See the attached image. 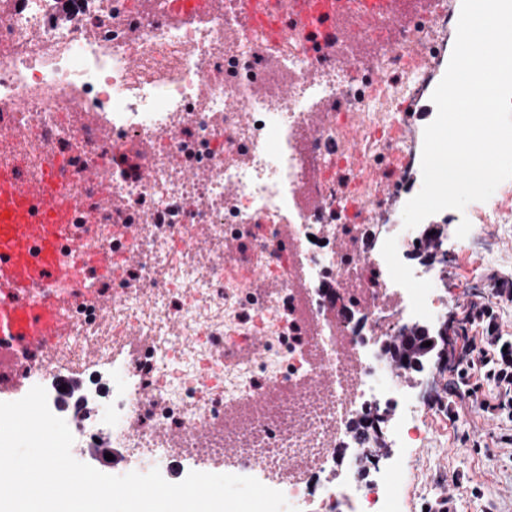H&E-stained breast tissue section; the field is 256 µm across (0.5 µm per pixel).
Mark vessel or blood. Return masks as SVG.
Returning a JSON list of instances; mask_svg holds the SVG:
<instances>
[{"label":"vessel or blood","mask_w":512,"mask_h":512,"mask_svg":"<svg viewBox=\"0 0 512 512\" xmlns=\"http://www.w3.org/2000/svg\"><path fill=\"white\" fill-rule=\"evenodd\" d=\"M283 11L300 13L305 22L336 17L341 23L336 36L344 52L341 67H351L375 31H396L408 23L399 0H281ZM66 164L50 158L42 178L22 182L13 171H0V370L11 373L12 387L20 378L13 370L21 355L53 354L55 340L67 330L66 309L74 299L96 304L101 316H108L111 303L86 287L83 272L95 268L111 275L115 261L137 264L134 250L114 257L111 249L92 250L82 237H72V261H61L58 242L74 204L61 186ZM294 389L271 385L265 394L255 395L226 406L224 423L243 431L265 407L268 399L294 396ZM321 470L325 480L335 471L322 462L313 467L287 460L274 470L259 469L253 476L270 486L305 478L309 469Z\"/></svg>","instance_id":"vessel-or-blood-1"}]
</instances>
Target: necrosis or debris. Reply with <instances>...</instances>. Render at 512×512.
<instances>
[{
  "instance_id": "1",
  "label": "necrosis or debris",
  "mask_w": 512,
  "mask_h": 512,
  "mask_svg": "<svg viewBox=\"0 0 512 512\" xmlns=\"http://www.w3.org/2000/svg\"><path fill=\"white\" fill-rule=\"evenodd\" d=\"M435 20L418 18L377 40L371 66L345 71L335 45L294 21L287 42L259 26L243 0H210L199 10L175 12L170 0H80L64 14L59 0H0V126L13 129L0 145V164L23 157L21 179L40 178L50 156L69 159L68 190L75 202L62 233V256L72 237L88 247L134 249L135 268L113 280L110 322L88 303L66 311L69 329L54 357L23 359L26 387L42 386L55 399L59 375L105 367L110 394L74 431L107 435L149 466L164 469L169 443L163 425L181 432L220 423L224 406L324 371L336 377V403L316 393L269 402L247 436L217 433L216 448L236 446L244 466L270 468L283 459L329 460L333 449L360 458L367 445L354 436L373 408L394 411L382 427L399 448L427 447L433 429L430 396L409 392L385 357V341L411 325L448 316L436 267L416 262V234L457 224V241L443 244L454 263L482 242L483 224H511L505 202L442 210L416 229L402 211L421 189L423 129L401 137L399 125L429 100L456 39V0H435ZM140 59L128 65L130 54ZM288 97L273 93L280 75ZM320 108L336 113L318 139L307 136ZM249 115L240 124L239 112ZM109 135H101L99 121ZM369 146L383 175L403 170L393 196L354 168L351 138ZM178 155L180 168L169 163ZM107 156L106 179L116 206L104 208L95 184L80 175ZM150 169L151 181L141 172ZM206 169L203 180L193 179ZM237 186L236 196L224 194ZM309 193L319 203L299 202ZM294 226L292 248L277 227ZM116 224L130 234H113ZM208 228L204 252L182 247L195 225ZM240 248L225 254L226 240ZM344 240L347 251H337ZM303 257L310 319L297 313L286 270L293 251ZM264 268L283 281L279 290L255 287L249 273ZM135 324L143 348L121 354L124 329ZM267 338L262 360H242L239 343ZM347 339L359 359L350 382L334 338ZM297 512H399L394 472L328 483L317 477L282 486Z\"/></svg>"
}]
</instances>
